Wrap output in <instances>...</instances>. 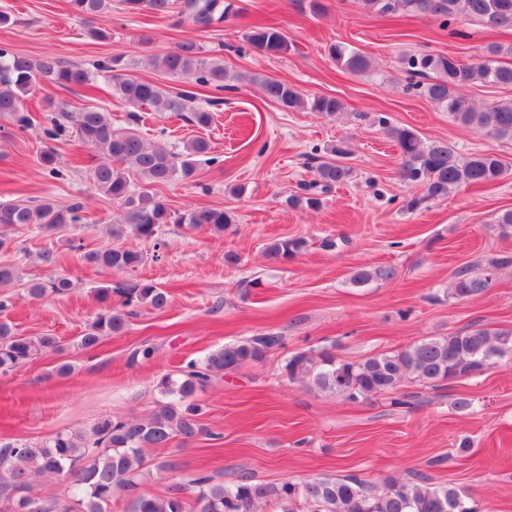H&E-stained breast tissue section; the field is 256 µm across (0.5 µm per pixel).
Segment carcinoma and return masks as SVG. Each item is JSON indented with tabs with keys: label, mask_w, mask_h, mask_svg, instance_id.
Wrapping results in <instances>:
<instances>
[{
	"label": "carcinoma",
	"mask_w": 512,
	"mask_h": 512,
	"mask_svg": "<svg viewBox=\"0 0 512 512\" xmlns=\"http://www.w3.org/2000/svg\"><path fill=\"white\" fill-rule=\"evenodd\" d=\"M362 8L381 17L425 15L440 22L453 38L464 37L456 28L463 16L491 29L512 31V0H358ZM71 14L83 21L100 20L103 25L88 29L97 40H106L112 32L105 20L111 18L112 0H67ZM127 15L149 12L167 15L177 11L183 22L207 29L236 14L229 0H120ZM257 53L280 55L290 44L272 24H260L244 35ZM203 46L184 41L164 54L151 57V65L171 76H186L191 89L170 93L152 81L123 73L118 59H105L96 70L105 74L113 95L133 109L154 112H182L197 98L196 88H224V81L235 80L224 66L201 57ZM329 57L352 73H363L370 60L344 43L328 47ZM512 56V44L492 43L483 59L465 63L457 58L433 52L405 53L399 57L400 70L407 88L427 98L458 124L475 128L485 136L512 142V100L475 105L461 90L472 86H512V64L500 61ZM264 97L286 112H317L334 117L344 111L334 96H310L297 86L268 75L249 78ZM82 85L94 89L93 76L77 64H65L53 57L31 59L6 46H0V117L24 129L30 125L25 101L46 85ZM380 126L395 142L401 157L399 174L403 181L422 189V195L406 203L414 210L423 201H436L467 185L493 184L512 173V165L497 153L479 151L467 156L442 140L423 141L405 126H395L381 112L356 114ZM75 131L83 144L92 149V180L107 199L125 206L124 224L140 239L151 240L163 224H185L213 232L224 231L234 221L223 209L199 207L183 213L173 212L164 200L150 191L157 184L187 180L196 174L198 158L210 153L208 140L198 137L187 141L175 153L158 141H150L132 129L112 126V113L92 96L77 112L59 108L48 114L42 135L58 139ZM351 154L341 140L326 149L314 165V177L301 185L302 193L285 200L291 207L318 209L322 196L353 178V170L344 163ZM135 170L143 180L138 191L131 189L125 175ZM83 201L75 198L65 207L50 200L36 206L26 203H0V227L35 225L48 231L80 221ZM305 242L299 238L271 243L267 258L275 263L296 256ZM90 260L118 272H134L144 255L123 245H115L91 254ZM503 262L492 259L486 266L469 265L460 269L448 289V297L459 301L484 294L495 283V273ZM392 267H361L353 271L350 282L363 286L373 280H391ZM71 288L66 278L54 279L50 286L36 282L29 294L41 297L47 291L62 294ZM124 296L121 308L109 309L90 325L77 346L92 349L103 336L119 334L127 326L132 312L128 307L145 304L162 310L167 294L149 283L133 282L119 290ZM276 333H260L242 341L228 343L208 354L200 363L190 362L176 377L166 375L159 388L167 401L146 418H104L90 430L58 431L40 442H0V500L11 512H110L112 498L119 490L126 497V512H481L472 498L453 485L432 486L421 479L390 480L379 486L355 476L336 478L309 476L300 481L256 482L242 476L226 484L213 474L202 472L187 483H176L162 494L142 490L150 474L144 449L162 448L175 437L193 439L203 432L197 392L211 377L234 371L247 362L261 360L271 349L282 345ZM63 350L55 336L22 337L11 325L0 321V372L6 373L41 351ZM512 354V331L473 326L439 338L418 340L402 349L388 350L361 359L338 358L325 350L294 353L286 364L288 378L308 380L316 389L346 399L385 397L401 407L414 404L415 396L401 393L402 384L413 379L421 385L436 387L449 379L473 377L493 364L496 357ZM42 478L67 482L69 499L43 497L34 491Z\"/></svg>",
	"instance_id": "cac0c4a2"
}]
</instances>
